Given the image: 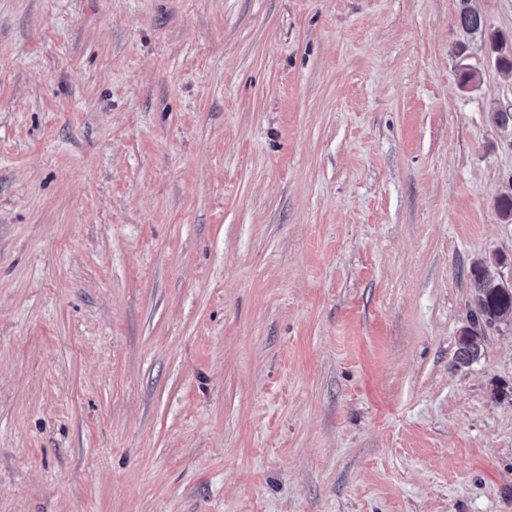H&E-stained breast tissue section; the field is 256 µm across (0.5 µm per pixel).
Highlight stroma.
Segmentation results:
<instances>
[{"mask_svg": "<svg viewBox=\"0 0 512 512\" xmlns=\"http://www.w3.org/2000/svg\"><path fill=\"white\" fill-rule=\"evenodd\" d=\"M477 3L0 0V512H512ZM475 0H460L459 21L461 26L473 35H484V21L481 13L475 5ZM474 285V318L470 327L463 330L455 353L457 365H469L481 354L484 326L512 321V284L496 283L488 279L483 268L472 269Z\"/></svg>", "mask_w": 512, "mask_h": 512, "instance_id": "1", "label": "stroma"}]
</instances>
